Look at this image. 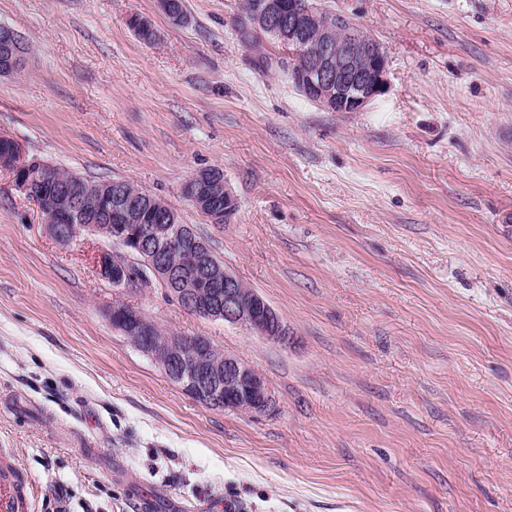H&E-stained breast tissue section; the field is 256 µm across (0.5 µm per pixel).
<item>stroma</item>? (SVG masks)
<instances>
[{"instance_id":"obj_1","label":"stroma","mask_w":512,"mask_h":512,"mask_svg":"<svg viewBox=\"0 0 512 512\" xmlns=\"http://www.w3.org/2000/svg\"><path fill=\"white\" fill-rule=\"evenodd\" d=\"M182 3L0 0L29 47L0 135L167 202L288 340L113 287L95 257L116 243L59 244L0 171V455L34 512H512V0H317L387 55L359 112L258 70L242 0ZM208 168L224 224L184 193ZM116 302L261 372L273 410L193 400ZM215 168L205 169L199 171L205 175L196 174L190 182L195 183L196 189L195 193L191 198V202L196 207L210 208L215 207L212 202L219 198L224 192V199L222 200V208L224 209V218L222 222L215 224H224L227 223L231 217L235 214L237 210V204L234 206H230L228 203L226 204L225 199L230 200L231 202L236 201V198L228 188L226 181L224 180V173L219 169V173L206 174L209 171H212Z\"/></svg>"}]
</instances>
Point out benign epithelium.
<instances>
[{"instance_id":"benign-epithelium-1","label":"benign epithelium","mask_w":512,"mask_h":512,"mask_svg":"<svg viewBox=\"0 0 512 512\" xmlns=\"http://www.w3.org/2000/svg\"><path fill=\"white\" fill-rule=\"evenodd\" d=\"M279 0H253L249 30L265 31L296 50L310 47L307 63L293 76L292 84L303 96L328 112H359L384 94L388 87V61L381 45L346 18L323 17L314 40H309L316 8L288 5V24L282 22ZM27 45L13 28H0V74H12L22 65ZM11 150L0 155V169L8 171L17 190L34 202L49 233L68 243L83 233H101L120 245L125 254L104 251L98 257L102 278L116 287L131 286L137 278L125 256L144 258L143 277H152L181 299L193 314L244 326L269 340L283 341L288 328L279 314L259 295L245 294L240 280L215 261L210 249L193 230L178 223L170 213L166 223L149 224L161 203L155 198L127 190L107 194L108 206L86 216L80 188L74 182L57 184L47 167L32 168L26 151L15 139ZM195 193L191 202L209 208L212 202L235 197L224 174H197L192 178ZM67 191L69 205L62 212L55 205L60 190ZM178 253H189L193 264L175 262ZM112 326L126 336L139 337L138 349L155 361L167 376L197 400L213 408L265 414L275 406L271 387L263 374L224 355V362L212 360L209 343L190 344L174 333L157 332L141 312L122 303L112 305Z\"/></svg>"}]
</instances>
